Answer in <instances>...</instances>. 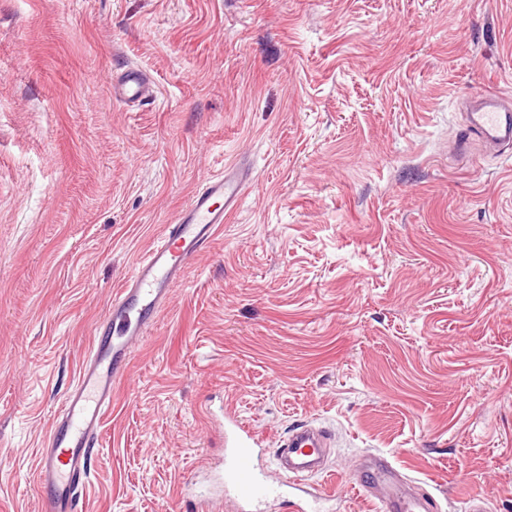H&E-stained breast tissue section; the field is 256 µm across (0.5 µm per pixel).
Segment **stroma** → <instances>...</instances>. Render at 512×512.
Segmentation results:
<instances>
[{"label": "stroma", "mask_w": 512, "mask_h": 512, "mask_svg": "<svg viewBox=\"0 0 512 512\" xmlns=\"http://www.w3.org/2000/svg\"><path fill=\"white\" fill-rule=\"evenodd\" d=\"M136 69L154 94L127 106ZM512 94V0H0V512L93 328L207 178L241 206L133 353L88 512H174L224 474L223 413L332 434L340 512L388 457L437 512H512V153L455 156ZM149 93L148 83L137 70H129L117 84H112L113 97L125 102L145 99ZM470 111L467 122L457 136V148L467 153L474 140L483 142L489 147L503 144L512 145V102L503 97L481 93L467 99Z\"/></svg>", "instance_id": "1"}]
</instances>
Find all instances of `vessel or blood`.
Wrapping results in <instances>:
<instances>
[{"mask_svg": "<svg viewBox=\"0 0 512 512\" xmlns=\"http://www.w3.org/2000/svg\"><path fill=\"white\" fill-rule=\"evenodd\" d=\"M150 93L143 75L131 70L112 87L115 98L132 102ZM467 121L457 136L460 152L473 141L486 146L512 145V102L481 93L468 99ZM252 176L237 164L197 188L177 218L167 224L152 246L135 263L123 287L112 300L107 320L93 330V340L77 379L54 416L46 448L36 463L40 512H82L90 484L91 457L104 422L112 409L116 389L130 372L129 350L143 336L158 310L169 302L185 267L212 243L217 231L237 211ZM263 439L234 417L224 424V479L219 487L236 497L240 512H261L282 500L293 512H323L331 493L310 490L308 480L318 474V462L330 444L326 428L311 424L289 431L276 456L282 476L270 482L254 454ZM364 469L368 481L358 488L378 512H434L436 501L416 495L396 478L393 464L370 456Z\"/></svg>", "mask_w": 512, "mask_h": 512, "instance_id": "1", "label": "vessel or blood"}]
</instances>
